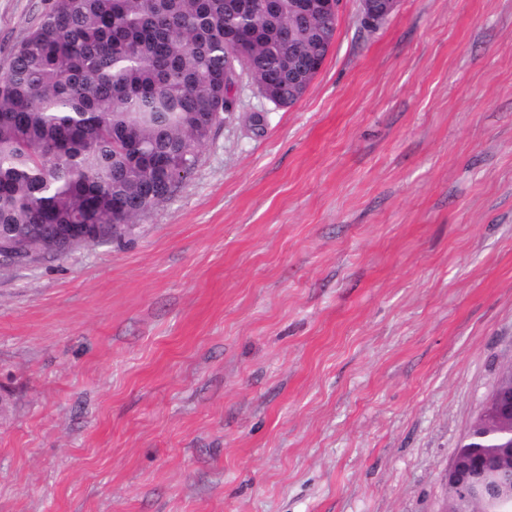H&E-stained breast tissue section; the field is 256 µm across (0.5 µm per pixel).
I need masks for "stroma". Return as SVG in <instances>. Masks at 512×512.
I'll use <instances>...</instances> for the list:
<instances>
[{"mask_svg": "<svg viewBox=\"0 0 512 512\" xmlns=\"http://www.w3.org/2000/svg\"><path fill=\"white\" fill-rule=\"evenodd\" d=\"M510 364L512 0H344L122 241L0 257V512H440ZM399 0H360L361 14L365 24L376 28L395 11Z\"/></svg>", "mask_w": 512, "mask_h": 512, "instance_id": "stroma-1", "label": "stroma"}]
</instances>
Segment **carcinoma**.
<instances>
[{
  "instance_id": "cac0c4a2",
  "label": "carcinoma",
  "mask_w": 512,
  "mask_h": 512,
  "mask_svg": "<svg viewBox=\"0 0 512 512\" xmlns=\"http://www.w3.org/2000/svg\"><path fill=\"white\" fill-rule=\"evenodd\" d=\"M260 0H50L0 76V243L66 255L57 224H130L168 199L224 125V69L238 54L249 79L288 101V33L305 34L298 59L321 48L314 25ZM458 454L495 458L490 439Z\"/></svg>"
}]
</instances>
